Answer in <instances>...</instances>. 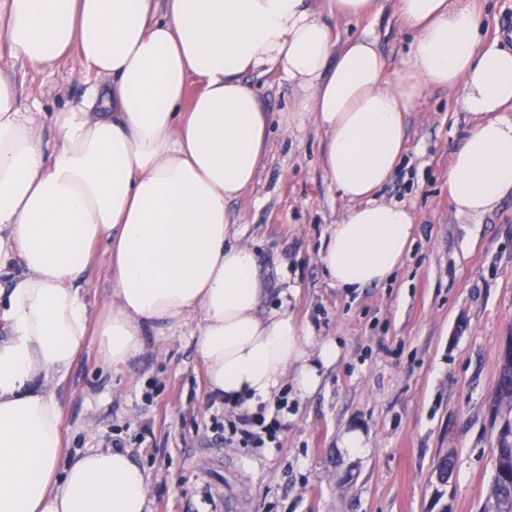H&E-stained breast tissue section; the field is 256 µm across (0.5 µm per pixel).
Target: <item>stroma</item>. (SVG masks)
<instances>
[{
  "mask_svg": "<svg viewBox=\"0 0 512 512\" xmlns=\"http://www.w3.org/2000/svg\"><path fill=\"white\" fill-rule=\"evenodd\" d=\"M482 38L512 47V0H476ZM339 43L366 35L388 76L403 67L414 34L396 8L359 20L330 19ZM21 98L55 112L80 97V60L35 71L0 53ZM253 85L273 116L257 182L227 210L237 239L258 253L269 306L287 308L342 355L317 391L289 396L277 444L239 448L212 428L202 361L191 337L147 336L120 369L89 343L58 388L67 454L121 443L149 476L151 512H431L432 467L455 458L451 512H479L493 476L491 395L502 346L512 336V196L478 219L448 203V166L470 119L461 87L430 86L407 115V144L378 193L416 216L400 270L385 284L346 291L327 280L321 239L345 209L321 167L325 133L312 120L287 127L302 88L269 73ZM363 432L350 455L342 433Z\"/></svg>",
  "mask_w": 512,
  "mask_h": 512,
  "instance_id": "35a3bbf8",
  "label": "stroma"
}]
</instances>
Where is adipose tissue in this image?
Here are the masks:
<instances>
[{"label": "adipose tissue", "mask_w": 512, "mask_h": 512, "mask_svg": "<svg viewBox=\"0 0 512 512\" xmlns=\"http://www.w3.org/2000/svg\"><path fill=\"white\" fill-rule=\"evenodd\" d=\"M397 9L414 40L390 82L374 41L337 48L309 0H0L8 55L44 71L76 53L84 86L49 116L0 73V512H149L128 450L64 455L56 389L89 334L119 367L147 331L190 330L208 394L251 413L286 379L311 395L339 361L336 339L265 309L257 253L232 232L227 206L256 181L272 121L248 75L299 84L289 124L326 134L347 204L318 252L335 287L388 282L409 251L413 212L375 195L427 86L461 87L471 118L448 168L455 212L478 218L512 193V48L482 43L472 0ZM101 246L112 297L96 318L83 281Z\"/></svg>", "instance_id": "obj_1"}]
</instances>
